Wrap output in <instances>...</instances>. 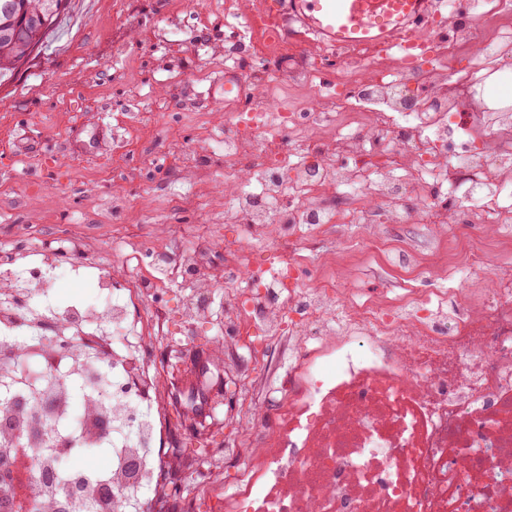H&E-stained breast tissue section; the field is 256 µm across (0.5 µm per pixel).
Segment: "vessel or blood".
I'll use <instances>...</instances> for the list:
<instances>
[{"instance_id": "b4317fda", "label": "vessel or blood", "mask_w": 512, "mask_h": 512, "mask_svg": "<svg viewBox=\"0 0 512 512\" xmlns=\"http://www.w3.org/2000/svg\"><path fill=\"white\" fill-rule=\"evenodd\" d=\"M437 9L436 0H280L279 16L306 29L320 52L336 47L388 50L419 43Z\"/></svg>"}]
</instances>
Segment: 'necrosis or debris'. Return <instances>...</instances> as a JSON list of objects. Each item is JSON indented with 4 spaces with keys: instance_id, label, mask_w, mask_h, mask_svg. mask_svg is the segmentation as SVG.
<instances>
[{
    "instance_id": "obj_1",
    "label": "necrosis or debris",
    "mask_w": 512,
    "mask_h": 512,
    "mask_svg": "<svg viewBox=\"0 0 512 512\" xmlns=\"http://www.w3.org/2000/svg\"><path fill=\"white\" fill-rule=\"evenodd\" d=\"M264 16L224 6V69L265 95L247 112L224 101V221L246 233L224 251L223 281L180 238L98 252L70 238L23 268L0 248V382H18L31 354L34 425L62 422L51 409L76 393L86 419L111 409L108 432L59 437L75 471L84 442L111 447L112 512H512V274L489 290L472 263L459 300L431 285L351 303L326 271L334 253L296 259L307 234L345 224L377 238L396 224L490 225L512 242V105L468 104L512 59V0H478L480 47L453 79L458 45L433 29L402 52L337 47L325 84L304 37L273 36ZM68 253L71 277L94 272L105 301L40 312L32 297ZM177 320L223 335L211 363L237 382L240 436L183 462L174 502L166 368L151 350ZM243 343L285 345L280 386L228 364Z\"/></svg>"
}]
</instances>
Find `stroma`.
Returning <instances> with one entry per match:
<instances>
[{"mask_svg": "<svg viewBox=\"0 0 512 512\" xmlns=\"http://www.w3.org/2000/svg\"><path fill=\"white\" fill-rule=\"evenodd\" d=\"M224 0H73L47 46L0 87V244L23 232L57 247L68 236L92 246L125 238L145 244L162 230L195 238L203 268L224 273ZM213 136L197 147L192 111ZM195 195L182 205L179 194ZM350 229L308 237L304 254L329 246L350 301L404 288L389 249L433 242L423 224L390 228L387 251Z\"/></svg>", "mask_w": 512, "mask_h": 512, "instance_id": "obj_1", "label": "stroma"}]
</instances>
